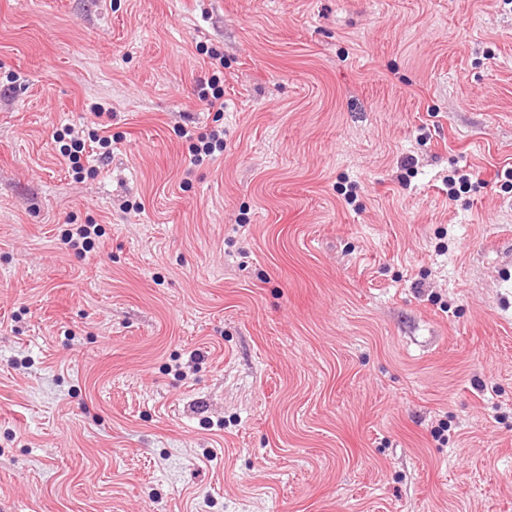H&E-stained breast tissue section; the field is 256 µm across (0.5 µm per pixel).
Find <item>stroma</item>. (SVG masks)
Returning <instances> with one entry per match:
<instances>
[{
  "label": "stroma",
  "instance_id": "35a3bbf8",
  "mask_svg": "<svg viewBox=\"0 0 512 512\" xmlns=\"http://www.w3.org/2000/svg\"><path fill=\"white\" fill-rule=\"evenodd\" d=\"M505 169L512 0H0V512H512ZM207 53L209 67L211 69V76L209 77L207 86L212 90V93L210 98L206 96V94L203 95V98L208 101L210 108L217 106V112H220L224 109V91L220 85L221 81L223 83L224 77V56L216 51H211L210 53L207 51ZM64 135L70 136L71 143H70V145L63 144L60 147V152H61L62 156L68 157V160L72 164V167L74 165H76L75 168L80 169L81 168V165H80L81 157L78 156L77 154L82 153L84 151L85 142L79 136V130H76V128L71 125L65 128ZM72 149H73V151H72ZM183 136L189 142L188 150L191 154V164L197 165L204 157L212 156L224 147V128H209L189 133L183 131ZM72 228L67 230L64 235L63 244L67 248L82 254L91 247V235H97V225L92 224H71Z\"/></svg>",
  "mask_w": 512,
  "mask_h": 512
}]
</instances>
